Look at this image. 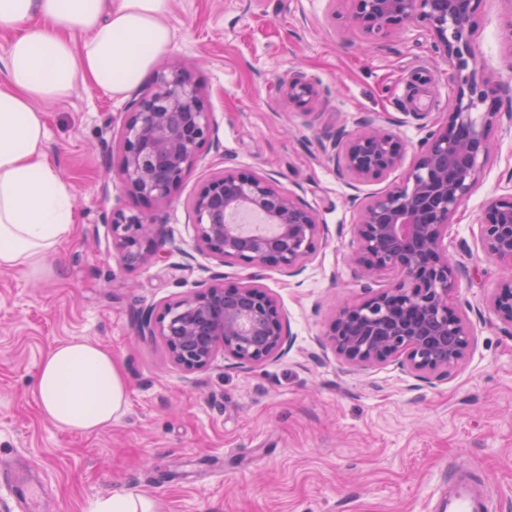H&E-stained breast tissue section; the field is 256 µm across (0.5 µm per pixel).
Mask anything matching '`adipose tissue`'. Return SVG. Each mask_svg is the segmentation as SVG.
Here are the masks:
<instances>
[{
	"label": "adipose tissue",
	"instance_id": "adipose-tissue-1",
	"mask_svg": "<svg viewBox=\"0 0 512 512\" xmlns=\"http://www.w3.org/2000/svg\"><path fill=\"white\" fill-rule=\"evenodd\" d=\"M171 0H0L10 40L0 82V270L32 276L75 232L74 192L46 152L40 105L85 83L124 97L168 52ZM35 393L45 419L85 433L111 428L127 405L125 377L107 350L84 340L50 349Z\"/></svg>",
	"mask_w": 512,
	"mask_h": 512
}]
</instances>
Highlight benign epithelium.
Instances as JSON below:
<instances>
[{"instance_id": "1", "label": "benign epithelium", "mask_w": 512, "mask_h": 512, "mask_svg": "<svg viewBox=\"0 0 512 512\" xmlns=\"http://www.w3.org/2000/svg\"><path fill=\"white\" fill-rule=\"evenodd\" d=\"M483 0H352L355 23L372 38L402 24L425 30L452 70L455 99L418 143L401 183L365 198L356 224L353 261L371 278L397 277L391 288L341 307L329 342L348 363L396 361L415 376L445 378L469 347L470 328L453 307L456 266L448 258V224L476 185L490 153L498 115V84L473 52ZM486 106L482 120L475 111ZM211 116L184 64L157 73L131 105L123 128L121 187L164 202L208 139ZM356 181H381L403 161L390 132L360 122L346 138L322 146ZM198 243L220 260L303 270L321 224L297 197L259 173L222 170L191 202ZM112 242L129 265L157 257L159 221L115 211ZM484 255L505 269L490 298L498 319L512 325V193L490 199L479 218ZM142 336H158L170 361L188 372L207 368L223 351L260 365L283 353L289 337L276 300L252 283H199L196 291L138 320Z\"/></svg>"}]
</instances>
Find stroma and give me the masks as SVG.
Segmentation results:
<instances>
[{
    "instance_id": "35a3bbf8",
    "label": "stroma",
    "mask_w": 512,
    "mask_h": 512,
    "mask_svg": "<svg viewBox=\"0 0 512 512\" xmlns=\"http://www.w3.org/2000/svg\"><path fill=\"white\" fill-rule=\"evenodd\" d=\"M169 57L189 63L212 132L164 204L122 190L123 126L138 91L117 100L78 85L43 104L48 151L74 188L78 229L45 278L0 270V467L44 492L42 512H94L115 494L159 512H432L445 469L488 477L493 512H512V326L489 306L503 270L484 256L479 217L512 189V0H484L477 63L502 84L493 149L448 226L459 268L454 302L470 344L449 376L420 380L395 362L356 368L327 345L336 308L391 287L352 261L357 208L349 177L323 144L367 120L414 150L454 96L423 29L402 25L362 49L350 0H173ZM313 90L307 104L293 79ZM224 169L270 176L314 210L323 236L302 274L219 261L196 242L191 201ZM115 210L160 215L158 260L126 267L112 243ZM252 280L276 298L292 343L244 366L217 354L188 373L135 317L195 283ZM85 339L112 354L127 406L110 429L57 428L34 384L44 355Z\"/></svg>"
}]
</instances>
